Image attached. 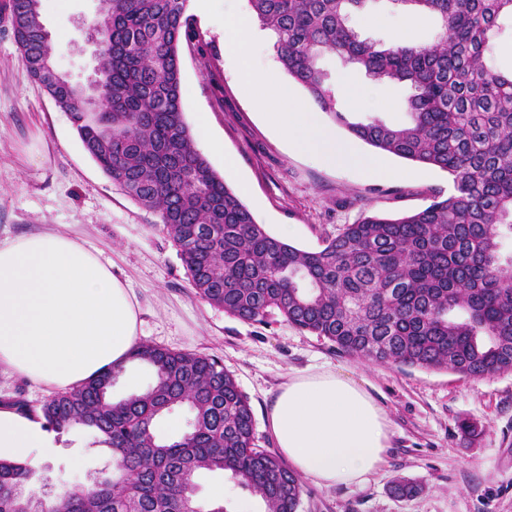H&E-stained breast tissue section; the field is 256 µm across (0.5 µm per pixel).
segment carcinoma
<instances>
[{"instance_id":"1","label":"carcinoma","mask_w":512,"mask_h":512,"mask_svg":"<svg viewBox=\"0 0 512 512\" xmlns=\"http://www.w3.org/2000/svg\"><path fill=\"white\" fill-rule=\"evenodd\" d=\"M41 0H11L14 40L31 76L67 112L112 184L156 212L202 300L243 322L277 313L337 351L379 364L482 378L512 372V74L487 60L512 0H390L433 17V42L363 38L350 25L370 0H249L288 76L338 126L399 158L440 169L453 192L399 217L367 215L316 251L258 224L197 150L183 118L179 48L195 35L188 0H98L112 18L99 34L101 108L89 88L50 69ZM333 53L377 82L409 85L408 121L391 125L336 107L318 66ZM130 359L154 382L120 400L111 368L40 407L49 428L88 429L107 469L57 495L56 512H180L198 479L219 472L264 504L298 512L302 486L280 456L256 443L255 419L233 375L214 356L147 343ZM186 410L178 436L157 434L165 413ZM33 470L0 460V512H31ZM421 490L407 478L392 492Z\"/></svg>"}]
</instances>
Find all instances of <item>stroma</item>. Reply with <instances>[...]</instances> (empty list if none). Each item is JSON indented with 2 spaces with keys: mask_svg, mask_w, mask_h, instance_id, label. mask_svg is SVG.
Wrapping results in <instances>:
<instances>
[{
  "mask_svg": "<svg viewBox=\"0 0 512 512\" xmlns=\"http://www.w3.org/2000/svg\"><path fill=\"white\" fill-rule=\"evenodd\" d=\"M97 9L98 0H41L54 66L78 83L93 70L85 32ZM187 13L197 38L180 50L184 120L196 148L269 234L289 228L287 243L314 251L362 215H398L424 207L431 190L451 191L447 173L374 149L341 127L336 137L356 163L334 165L295 147L257 106L268 87L250 89L241 78L247 67L290 81L266 31L245 55L235 51L239 30L255 25L248 0H190ZM352 24L363 35L397 33L407 43L437 34L431 18L390 0H374ZM319 65L338 91L340 110L406 121L408 85L376 83L335 55H323ZM41 230L76 238L111 264L136 296L140 341L221 358L249 399L260 447L276 446L268 410L291 375L335 369L372 393L391 429L380 469L358 486L303 480L299 512H512V373L469 378L374 364L336 352L281 316L244 323L200 299L159 216L125 196L89 156L69 116L32 78L10 22L0 21V238ZM464 421L476 424L475 434L461 431ZM56 443L38 456L33 492L89 483L109 463L84 429L57 435ZM400 477L415 480L420 492L396 498L390 488ZM198 485L202 503L262 512L258 498L222 475H202Z\"/></svg>",
  "mask_w": 512,
  "mask_h": 512,
  "instance_id": "1",
  "label": "stroma"
}]
</instances>
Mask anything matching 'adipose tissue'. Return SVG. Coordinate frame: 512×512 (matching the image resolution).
Here are the masks:
<instances>
[{
    "label": "adipose tissue",
    "mask_w": 512,
    "mask_h": 512,
    "mask_svg": "<svg viewBox=\"0 0 512 512\" xmlns=\"http://www.w3.org/2000/svg\"><path fill=\"white\" fill-rule=\"evenodd\" d=\"M260 105L274 111L298 147L321 149L331 162L351 160L346 144L301 111L288 88ZM137 341L132 289L84 244L47 231L0 239L1 369L61 390L112 367L133 382L130 352ZM268 419L280 453L316 485L364 483L384 461L389 421L373 396L342 372L289 377ZM54 446L40 415L0 405V460L25 463L34 451Z\"/></svg>",
    "instance_id": "1"
}]
</instances>
